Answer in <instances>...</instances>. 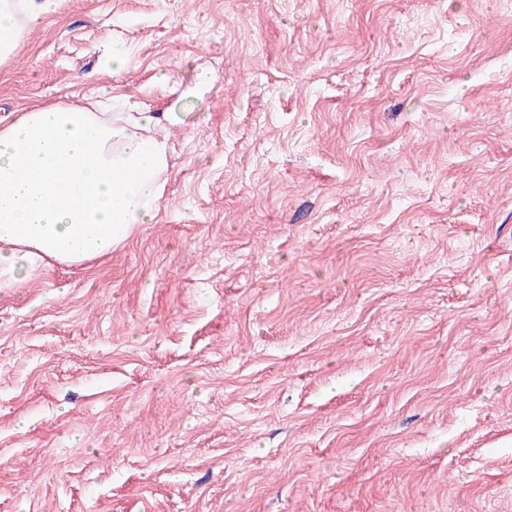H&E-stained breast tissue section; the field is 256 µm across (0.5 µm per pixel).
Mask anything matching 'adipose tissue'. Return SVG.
Wrapping results in <instances>:
<instances>
[{
  "label": "adipose tissue",
  "instance_id": "obj_1",
  "mask_svg": "<svg viewBox=\"0 0 512 512\" xmlns=\"http://www.w3.org/2000/svg\"><path fill=\"white\" fill-rule=\"evenodd\" d=\"M59 0H0V66ZM154 113L35 107L0 125V288L80 265L151 223L168 144Z\"/></svg>",
  "mask_w": 512,
  "mask_h": 512
}]
</instances>
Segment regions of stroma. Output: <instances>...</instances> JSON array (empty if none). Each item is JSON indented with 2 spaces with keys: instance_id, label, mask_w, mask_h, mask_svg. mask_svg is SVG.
Returning <instances> with one entry per match:
<instances>
[{
  "instance_id": "35a3bbf8",
  "label": "stroma",
  "mask_w": 512,
  "mask_h": 512,
  "mask_svg": "<svg viewBox=\"0 0 512 512\" xmlns=\"http://www.w3.org/2000/svg\"><path fill=\"white\" fill-rule=\"evenodd\" d=\"M101 95L165 194L0 290V512H512V0H64L0 72Z\"/></svg>"
}]
</instances>
